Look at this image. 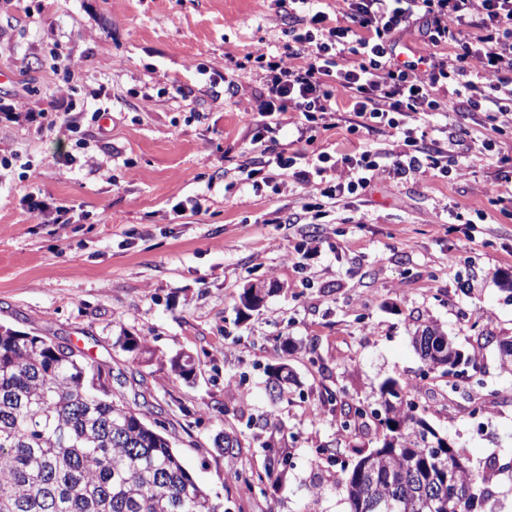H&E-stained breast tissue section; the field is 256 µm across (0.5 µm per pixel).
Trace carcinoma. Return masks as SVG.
I'll return each instance as SVG.
<instances>
[{"mask_svg":"<svg viewBox=\"0 0 512 512\" xmlns=\"http://www.w3.org/2000/svg\"><path fill=\"white\" fill-rule=\"evenodd\" d=\"M432 371L448 374L442 346L463 354L436 326L413 336ZM272 404L294 382L288 365L267 368ZM111 371L67 342L0 326V512H224L201 488L146 414L112 393ZM379 408L366 413L327 392L355 459L338 481L349 512H476L490 495L493 470H474L417 412L396 379L380 388ZM375 422L378 444L356 443ZM215 447L235 455L239 439L222 434ZM265 478L288 469L283 440L264 443Z\"/></svg>","mask_w":512,"mask_h":512,"instance_id":"carcinoma-1","label":"carcinoma"}]
</instances>
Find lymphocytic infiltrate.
Masks as SVG:
<instances>
[{
  "mask_svg": "<svg viewBox=\"0 0 512 512\" xmlns=\"http://www.w3.org/2000/svg\"><path fill=\"white\" fill-rule=\"evenodd\" d=\"M290 2L288 57L264 63L260 133H275L290 122L299 140H311L325 126L341 88L353 103L351 130L390 133L397 146L337 160L321 152L301 168L297 155L263 143L241 168L253 188L313 183L322 197L339 202L361 195L383 173L396 179L448 176L466 163L453 155V141L477 117L494 132L512 129V0H336L327 12L318 0ZM414 24L421 25L429 51L400 59L396 35ZM466 26L474 36H463ZM450 45L454 56H444ZM474 56L493 74L492 82L472 79ZM445 88L451 92L446 100L439 96ZM437 112L456 118L431 137L427 119Z\"/></svg>",
  "mask_w": 512,
  "mask_h": 512,
  "instance_id": "f902f5d3",
  "label": "lymphocytic infiltrate"
}]
</instances>
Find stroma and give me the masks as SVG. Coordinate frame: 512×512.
Here are the masks:
<instances>
[{
  "label": "stroma",
  "instance_id": "35a3bbf8",
  "mask_svg": "<svg viewBox=\"0 0 512 512\" xmlns=\"http://www.w3.org/2000/svg\"><path fill=\"white\" fill-rule=\"evenodd\" d=\"M288 23L275 0H0V70L13 74L0 83V324L107 363L114 393L154 405L148 421L224 512H348L340 464L313 462L346 442L326 393L373 408L389 378L474 469L498 461L482 512H512V371L489 342L512 337V132L470 124L465 168L382 175L318 213L314 187L252 189L239 166L265 71L237 64L284 55ZM349 104L337 91L330 128L306 143L284 126L280 146L387 147V134L349 132ZM59 112L73 131L53 127ZM488 140L505 163L483 160ZM198 197L209 208L195 214ZM34 198L72 207V223H39ZM476 209L483 223L448 221ZM254 282L275 291L239 315ZM431 323L468 357L462 374L439 377L415 350ZM126 335L148 341L150 362L121 348ZM179 354L195 361L190 379L170 369ZM281 363L297 382L273 409L265 370ZM273 420L286 479L237 481L264 473ZM224 432L236 456L217 450Z\"/></svg>",
  "mask_w": 512,
  "mask_h": 512
}]
</instances>
